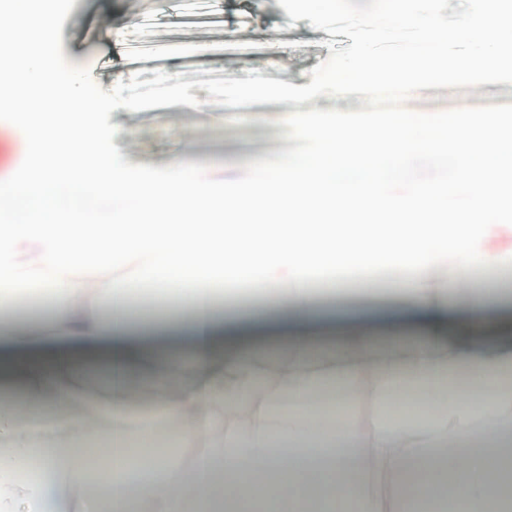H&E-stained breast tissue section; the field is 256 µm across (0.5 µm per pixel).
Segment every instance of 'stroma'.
<instances>
[{
	"instance_id": "obj_1",
	"label": "stroma",
	"mask_w": 512,
	"mask_h": 512,
	"mask_svg": "<svg viewBox=\"0 0 512 512\" xmlns=\"http://www.w3.org/2000/svg\"><path fill=\"white\" fill-rule=\"evenodd\" d=\"M329 35L308 20L291 21L277 0H75L62 28V47L68 61L90 70L103 89L117 79L154 70L183 74L196 81L193 95L200 107L171 106L140 111H115L114 138L130 164L164 168L205 160L215 178H233L244 165L275 156L289 148L280 117L294 112L292 103H261L228 107L209 103L202 80L261 76L295 86L311 81L310 72L330 55ZM512 103V85L484 84L475 88L425 89L409 104L414 111H437L464 105ZM488 247L507 261L472 270L473 282L500 289L503 304L489 331L512 339V213H496ZM408 276L389 267L364 269L319 284L321 309L355 307L366 299L400 306L407 299ZM217 306L228 314L242 308L266 310L267 322L241 330H225L224 349L253 350L261 367L288 365L296 353L294 339L305 333L319 345L313 367L327 355L350 346L357 330L352 323L307 320L297 322L276 299L255 290L249 280L224 288Z\"/></svg>"
}]
</instances>
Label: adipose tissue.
<instances>
[{"label":"adipose tissue","mask_w":512,"mask_h":512,"mask_svg":"<svg viewBox=\"0 0 512 512\" xmlns=\"http://www.w3.org/2000/svg\"><path fill=\"white\" fill-rule=\"evenodd\" d=\"M30 86L44 102H23L13 128L27 149L18 176L0 178V306L35 298L38 329L0 330V392L20 394L29 411L0 410V512H225L242 501L258 512H512V346L491 343L483 323L500 301L494 288H461L467 270L500 262L476 224H413L420 213L446 215L447 187L429 181L392 198L380 187L384 168L410 156L451 154L471 188V209L499 203L488 187L512 168V137L499 135L497 112H456L418 120L391 113L377 147L358 150L341 129L316 126L311 113L293 122L316 131L297 159L277 156L259 167L252 200L312 203L336 196L337 171L360 169L347 194L363 224H207L201 210L227 209L181 172L150 177L131 171L107 144L92 115L93 95L69 92L47 39L31 61ZM118 202L109 223L67 220L59 190ZM133 200L135 211L123 203ZM387 266L416 283L412 294L423 338L406 351L380 350L358 337L318 371L311 342L291 364L270 371L251 352L218 349L224 324L213 312L221 286L242 278L260 283L313 318L314 285L345 272ZM188 283L192 311L179 331L190 336L196 369L180 379L176 360L148 357L135 318L137 289ZM474 315L467 337L450 327L451 300ZM105 366L111 390L87 381ZM478 385L455 384L459 368ZM150 371L158 410L134 417L125 381ZM177 422L183 437L202 443L193 472L156 459L114 462L112 492L83 494L85 475L66 443L87 430L125 443L159 423ZM487 446L461 459L456 446ZM397 489L384 506L370 476Z\"/></svg>","instance_id":"adipose-tissue-1"}]
</instances>
